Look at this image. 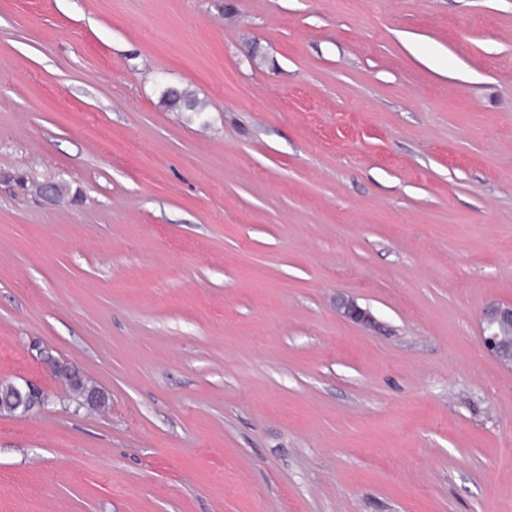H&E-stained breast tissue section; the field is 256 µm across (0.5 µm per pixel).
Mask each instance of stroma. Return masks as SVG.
<instances>
[{"mask_svg": "<svg viewBox=\"0 0 512 512\" xmlns=\"http://www.w3.org/2000/svg\"><path fill=\"white\" fill-rule=\"evenodd\" d=\"M493 302L512 0H0V512H512ZM163 103L171 110L201 112L205 106L188 89L166 88L162 93ZM15 411L26 414L35 407L48 404V393L39 385L25 382L23 386L15 387Z\"/></svg>", "mask_w": 512, "mask_h": 512, "instance_id": "35a3bbf8", "label": "stroma"}]
</instances>
